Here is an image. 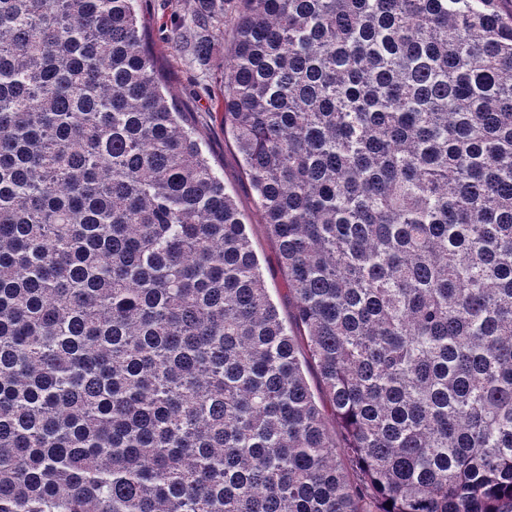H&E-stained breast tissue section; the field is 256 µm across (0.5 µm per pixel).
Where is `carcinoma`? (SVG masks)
Masks as SVG:
<instances>
[{
  "instance_id": "1",
  "label": "carcinoma",
  "mask_w": 512,
  "mask_h": 512,
  "mask_svg": "<svg viewBox=\"0 0 512 512\" xmlns=\"http://www.w3.org/2000/svg\"><path fill=\"white\" fill-rule=\"evenodd\" d=\"M134 2L0 0V512H512V0H241L293 331Z\"/></svg>"
}]
</instances>
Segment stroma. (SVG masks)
I'll list each match as a JSON object with an SVG mask.
<instances>
[{
	"instance_id": "obj_1",
	"label": "stroma",
	"mask_w": 512,
	"mask_h": 512,
	"mask_svg": "<svg viewBox=\"0 0 512 512\" xmlns=\"http://www.w3.org/2000/svg\"><path fill=\"white\" fill-rule=\"evenodd\" d=\"M188 0H138V13L158 57L168 94L184 112L203 143V149L227 192L247 216V233L257 255L269 295L285 326H292L293 300L285 275L277 262V249L256 206L255 193L244 174L241 157L224 136L221 104L228 39L212 40L211 56L200 62L176 51L170 37L176 22L187 14Z\"/></svg>"
}]
</instances>
